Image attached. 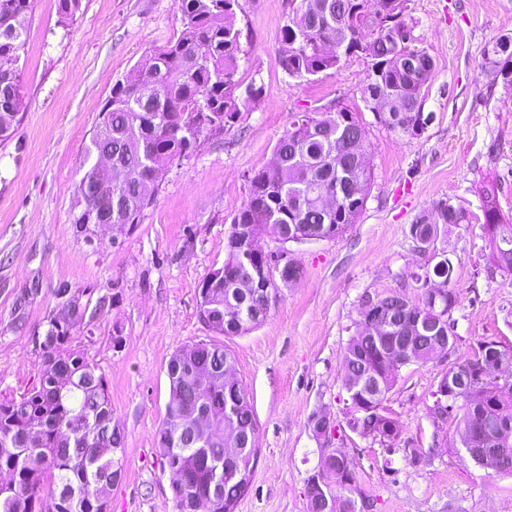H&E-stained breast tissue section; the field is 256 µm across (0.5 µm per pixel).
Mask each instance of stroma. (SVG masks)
I'll return each instance as SVG.
<instances>
[{
  "instance_id": "stroma-1",
  "label": "stroma",
  "mask_w": 512,
  "mask_h": 512,
  "mask_svg": "<svg viewBox=\"0 0 512 512\" xmlns=\"http://www.w3.org/2000/svg\"><path fill=\"white\" fill-rule=\"evenodd\" d=\"M59 4L34 0L22 20V108L0 141V396L36 383L33 338L57 307V288L107 297L94 340L73 348L104 373L125 436L124 474L108 512H174L156 444L170 401L167 364L215 337L199 316L198 288L227 257L249 176L273 161L291 113L339 104L367 125L372 179L364 207L342 236L289 244L302 277L282 290L264 323L224 340L257 424L252 484L235 512H307L306 480L320 464L310 427L318 413L330 419L331 442L353 462L373 512H512V474L469 461L456 420L431 411L441 377L479 341L512 348V274L493 264L482 210L495 199L512 223V85L485 64L496 41L512 37V0H406L417 44L436 64L424 98L433 120L413 139L387 131L366 108V59H344L310 78L288 75L281 29L299 0H238V76L259 96L169 166L132 232L116 242L101 228L92 245L75 236L73 211L99 113L117 82L178 39L181 14L175 0H82L64 21ZM443 199L462 207L467 221L449 225L434 251H419L409 227ZM443 258L457 292L456 344L400 368L384 402L400 429L396 440L360 436L349 427L343 376L361 303L400 289L417 296L412 273ZM34 283L38 294L27 295Z\"/></svg>"
}]
</instances>
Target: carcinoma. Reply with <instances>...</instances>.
Instances as JSON below:
<instances>
[{"label": "carcinoma", "instance_id": "cac0c4a2", "mask_svg": "<svg viewBox=\"0 0 512 512\" xmlns=\"http://www.w3.org/2000/svg\"><path fill=\"white\" fill-rule=\"evenodd\" d=\"M305 5L299 18L289 19L281 30L285 45L282 63L292 77L315 76L339 66L341 58L323 52L336 41L343 18L356 0H300ZM182 30L178 39L155 52L153 68L142 73L134 68L112 88L99 113L91 138L90 155L112 154L123 179L112 183L109 173L93 164L81 179L83 190L74 208L73 224L85 242L93 237L91 225L103 221L127 224L134 230L139 217L154 199L168 166L192 152L198 139L224 128L239 112V60L244 53L241 31L236 27V0H177ZM31 0H0V138L10 136L11 121L22 106L19 61L25 46L21 17ZM404 21L395 30L349 34L356 44L370 38L368 73L361 97L374 109L376 95L387 98L388 118L377 123L388 131L410 138L422 115V92L434 76L435 62L423 48L417 62L404 61ZM485 63L505 84L512 83V38L499 39ZM320 132L295 128L291 114L288 129L280 138L273 164L259 170L251 193L231 225L286 224L294 220L311 228L333 224L342 235L354 223L357 210L346 202L344 187L353 174L370 183L371 173L356 170L350 139L367 137L356 113L332 110L319 113ZM485 221L495 227L493 260L496 267L512 273V224L500 223L492 199L483 206ZM465 211L448 200L436 203L410 226L412 238H438L450 224L466 221ZM233 264H225L224 280L198 293L199 312L214 318L212 331L237 336L262 324L270 314L263 308L264 293H245L225 286L233 278ZM450 282L451 268L435 264L433 271L414 274L421 295L412 299L393 291L383 296L393 314L387 335L401 333L405 325L419 322L415 347L420 363L429 359L435 333L428 331L431 276ZM74 297L67 288L56 289L59 310L44 317L38 337L42 368L38 381L19 397L0 399V512H107L110 487L123 469L117 450L124 434L113 422L107 381L99 367L72 349L77 339L93 341L104 316L107 299L96 303V318L72 317L68 304ZM232 353L220 341H200L181 349L169 360L170 401L167 417L157 432V445L170 474L175 512H225L224 504L242 497L235 481H217L214 470L224 458V360ZM403 363L388 354L387 344L365 335L357 325L345 350V374L357 377L372 369L366 387L349 388L355 422L364 436L383 434L381 411ZM457 430H467L476 447L494 448L500 416L482 417L468 406L459 407ZM243 429L255 425L253 406L243 394L237 407ZM357 486L336 484L326 496L314 493L307 499L308 512H327L328 499L351 504L348 512H371L373 504L353 497Z\"/></svg>", "mask_w": 512, "mask_h": 512}]
</instances>
